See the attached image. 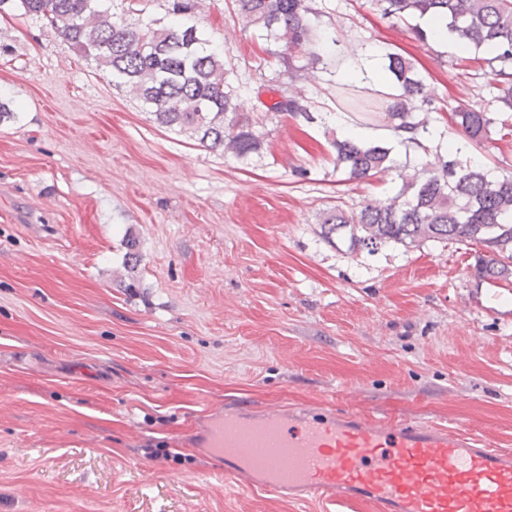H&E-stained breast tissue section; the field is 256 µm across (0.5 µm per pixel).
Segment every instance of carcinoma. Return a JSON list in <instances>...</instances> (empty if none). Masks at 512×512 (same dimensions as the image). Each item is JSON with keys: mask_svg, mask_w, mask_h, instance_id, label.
I'll return each instance as SVG.
<instances>
[{"mask_svg": "<svg viewBox=\"0 0 512 512\" xmlns=\"http://www.w3.org/2000/svg\"><path fill=\"white\" fill-rule=\"evenodd\" d=\"M112 0H0V15L42 19L80 57L94 61L112 81L124 85L149 108L160 126L184 132L201 147L222 150L237 158L258 153L263 145L258 121L239 111L224 79V48L215 46L198 26L200 0H165L166 16L143 18L128 3L127 11L112 12ZM312 0H237L246 27L267 40L280 42L293 67L302 58L322 62L315 38ZM383 15L396 20L435 14L447 20L448 32L495 56L483 62L497 70L499 101L512 112V0H376ZM385 72L402 95L367 101L357 86L336 87V105L344 112L374 119L382 114L387 126L412 136L405 148H420V138L432 136L423 115L429 104L423 79L402 54H385ZM312 123L316 117L299 95H279L268 107ZM495 118L465 104L453 107L448 125L459 128L478 144L490 140ZM444 139L445 133L435 134ZM336 167L348 179L363 181L395 173L402 187L397 195L369 199L357 210L336 205L323 212L324 239L336 234L348 240V251L372 255L387 245L405 248L427 241H458L481 246L477 276L493 284H512V175L494 176L481 164L453 158L409 170L397 163L393 150L379 143L333 137Z\"/></svg>", "mask_w": 512, "mask_h": 512, "instance_id": "cac0c4a2", "label": "carcinoma"}]
</instances>
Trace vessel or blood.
I'll return each instance as SVG.
<instances>
[{"label": "vessel or blood", "mask_w": 512, "mask_h": 512, "mask_svg": "<svg viewBox=\"0 0 512 512\" xmlns=\"http://www.w3.org/2000/svg\"><path fill=\"white\" fill-rule=\"evenodd\" d=\"M205 447L225 478L376 512H512V453L445 426L387 423L331 403L225 409Z\"/></svg>", "instance_id": "1"}]
</instances>
